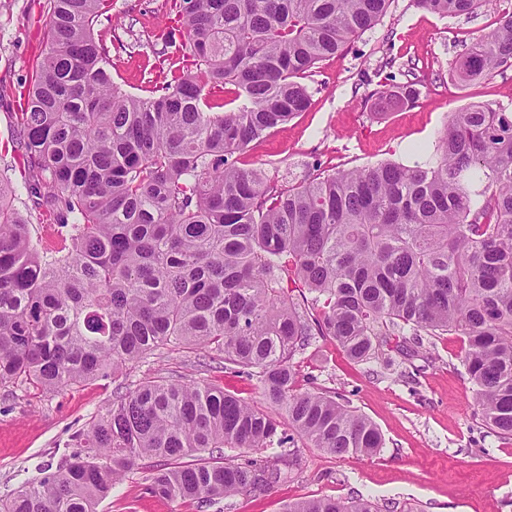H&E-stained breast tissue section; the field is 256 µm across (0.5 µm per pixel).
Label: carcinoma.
I'll return each instance as SVG.
<instances>
[{"mask_svg": "<svg viewBox=\"0 0 512 512\" xmlns=\"http://www.w3.org/2000/svg\"><path fill=\"white\" fill-rule=\"evenodd\" d=\"M391 2L175 0L181 39L163 30L160 55L178 62L137 95L114 81L94 35L112 0H47L46 44L18 90L23 168L0 169V386L115 378L178 342L248 370L268 407L176 380L119 392L77 450L0 512H97L145 459L172 462L153 473L152 493L203 508L288 482L297 437L339 457L377 454L384 440L368 417L300 384L294 358L316 335L357 362L392 343L463 337L486 426L512 436V111L477 102L449 113L434 156L411 165L322 171L288 189L241 166L252 143L306 111L303 79ZM481 2L415 0L451 18ZM509 61L511 10L450 79H488ZM421 87L414 74L375 92L376 104L412 106ZM17 179L36 197L28 211L52 218L55 245L34 242ZM285 512L390 506L358 494Z\"/></svg>", "mask_w": 512, "mask_h": 512, "instance_id": "carcinoma-1", "label": "carcinoma"}]
</instances>
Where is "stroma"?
<instances>
[{
  "mask_svg": "<svg viewBox=\"0 0 512 512\" xmlns=\"http://www.w3.org/2000/svg\"><path fill=\"white\" fill-rule=\"evenodd\" d=\"M44 4L0 0V157L8 161L18 153L17 89L44 48ZM511 8L512 0H483L475 14L449 18L414 0H394L380 24L307 78L308 109L255 142L242 164L285 189L308 178L317 164L412 161L413 148L434 146L449 112L466 104L494 101L512 110V65L464 86L449 78L466 47ZM172 10V0H112L110 16L96 24L114 62L112 77L128 92L140 93L158 77L156 36ZM409 64L424 83L418 103L374 113L367 95ZM464 347L462 337L447 334L434 338L422 357L407 360L393 352L385 360L356 363L330 337L313 338L296 358L300 379L371 418L383 448L370 458L337 457L300 444L302 464L291 482L260 496L224 498L206 512H282L294 501L358 494L396 501L406 512H512V437L484 426L461 362ZM159 377L220 386L264 403L257 379L174 344L129 365L115 380L59 392L0 386V499L56 471L74 449V433L111 403L116 386ZM152 473L145 463L129 471L98 512H199L194 502L152 494Z\"/></svg>",
  "mask_w": 512,
  "mask_h": 512,
  "instance_id": "1",
  "label": "stroma"
}]
</instances>
